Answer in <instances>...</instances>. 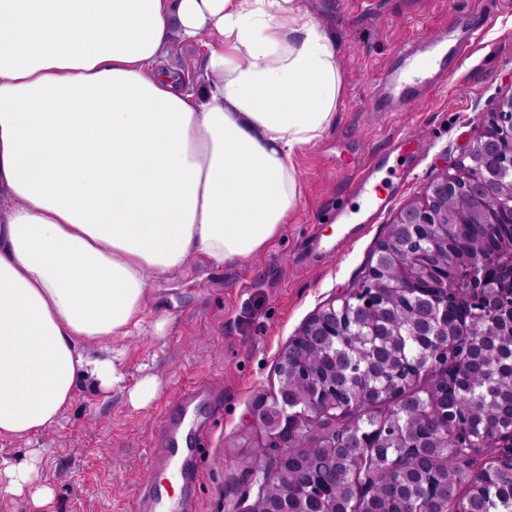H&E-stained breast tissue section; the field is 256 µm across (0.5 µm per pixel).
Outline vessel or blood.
<instances>
[{
	"label": "vessel or blood",
	"mask_w": 512,
	"mask_h": 512,
	"mask_svg": "<svg viewBox=\"0 0 512 512\" xmlns=\"http://www.w3.org/2000/svg\"><path fill=\"white\" fill-rule=\"evenodd\" d=\"M481 32V26H474L455 43L447 44V52L441 55L437 54L436 49L440 44H446V33L442 30L401 46L391 68L383 72L373 89L372 98L378 110L387 111L394 99L427 97L444 87L470 54ZM431 51L437 54L435 71L416 85L403 82L401 79L403 72L419 67L423 62L424 53ZM377 166V161H370L359 176L354 189L358 192L372 193L371 205L374 213L379 214L389 205L392 196L390 193L374 188L372 178ZM205 394L206 385L202 382L181 388L175 402L166 408L159 418L157 430L164 445L162 454L168 461L184 462L199 458L202 436L186 437L182 432V426L185 420L194 419L197 406ZM172 492L171 485L149 483L138 491L131 512H161L164 502L171 498Z\"/></svg>",
	"instance_id": "vessel-or-blood-1"
}]
</instances>
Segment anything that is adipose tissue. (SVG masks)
<instances>
[{
	"label": "adipose tissue",
	"mask_w": 512,
	"mask_h": 512,
	"mask_svg": "<svg viewBox=\"0 0 512 512\" xmlns=\"http://www.w3.org/2000/svg\"><path fill=\"white\" fill-rule=\"evenodd\" d=\"M202 34L199 94L162 61ZM340 92L300 0H0V439L53 429L82 381L158 395L114 346L152 277L264 251ZM33 472L1 461L0 494L49 512Z\"/></svg>",
	"instance_id": "obj_1"
}]
</instances>
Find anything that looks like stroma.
Wrapping results in <instances>:
<instances>
[{"mask_svg":"<svg viewBox=\"0 0 512 512\" xmlns=\"http://www.w3.org/2000/svg\"><path fill=\"white\" fill-rule=\"evenodd\" d=\"M302 7L333 35L342 86L332 128L293 158L299 198L291 218L260 255L223 266L193 258L183 272L154 280L146 325L118 342L128 384L147 371L161 380L148 406L132 408L120 392L102 401L82 388L53 430L0 441L4 458L39 450V480L53 489L55 512H122L141 486L163 479L150 463L161 445L156 419L194 380L213 389L201 411L206 452L172 512H242L261 442L251 405L276 387L281 353L321 305L366 274L388 225L423 194L435 169L462 161L473 120L512 95V0H376L371 11L357 0H303ZM482 10L490 19L480 42L445 88L372 111L371 90L400 44L442 28L461 37ZM395 135L414 149L406 185L379 219H364V200L350 185ZM342 203L348 224H329ZM315 224L325 227L318 243L309 238ZM343 238V252L332 253ZM165 316L169 331L160 338L150 323Z\"/></svg>","mask_w":512,"mask_h":512,"instance_id":"1","label":"stroma"}]
</instances>
